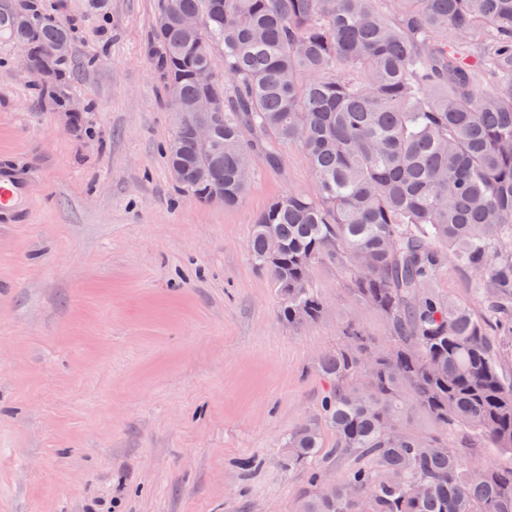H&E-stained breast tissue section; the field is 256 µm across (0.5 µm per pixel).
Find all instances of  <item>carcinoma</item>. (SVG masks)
Masks as SVG:
<instances>
[{"label": "carcinoma", "instance_id": "1", "mask_svg": "<svg viewBox=\"0 0 512 512\" xmlns=\"http://www.w3.org/2000/svg\"><path fill=\"white\" fill-rule=\"evenodd\" d=\"M392 2L158 0L171 21L152 32L149 58L165 94L191 102L204 92L197 73L224 55L213 143L196 141L191 117L178 121L169 168L206 170L178 185L202 203L221 185L232 207L254 151L275 167L300 147L311 191L273 200L248 242L279 317L295 328L322 319L313 268L326 260L389 336L373 352L349 323L318 358L328 389L282 458L305 476L295 512H512V467L470 452L489 442L512 454V0ZM19 11H0V38L47 61L56 79L41 90L62 107L64 58L45 50L72 41V28L25 9L33 25L15 29ZM183 15L200 27L182 30ZM490 81L502 86L484 90ZM448 262L471 275L486 318L432 290ZM412 407L461 434L409 430ZM340 459L351 464L326 494Z\"/></svg>", "mask_w": 512, "mask_h": 512}]
</instances>
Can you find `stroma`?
<instances>
[{"mask_svg": "<svg viewBox=\"0 0 512 512\" xmlns=\"http://www.w3.org/2000/svg\"><path fill=\"white\" fill-rule=\"evenodd\" d=\"M33 2L73 27L63 70L77 121L0 41V166L24 177L18 224L0 223V512H294L303 476L288 431L327 389L318 357L348 322L387 346L379 316L329 262L327 310L278 314L248 240L276 197L307 191L298 146L234 207L174 182L175 130L147 56L157 0Z\"/></svg>", "mask_w": 512, "mask_h": 512, "instance_id": "35a3bbf8", "label": "stroma"}]
</instances>
